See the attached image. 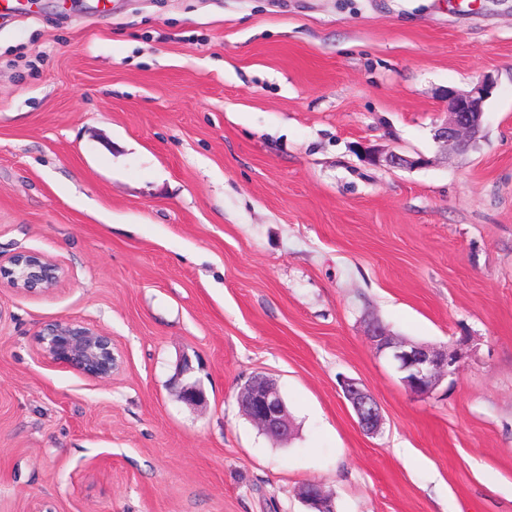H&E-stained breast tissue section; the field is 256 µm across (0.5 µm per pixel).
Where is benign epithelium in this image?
<instances>
[{"instance_id":"7a95c632","label":"benign epithelium","mask_w":512,"mask_h":512,"mask_svg":"<svg viewBox=\"0 0 512 512\" xmlns=\"http://www.w3.org/2000/svg\"><path fill=\"white\" fill-rule=\"evenodd\" d=\"M493 88V80L485 75L469 90L450 86L442 90L447 116L436 129L435 140L457 152L467 150L476 142L483 131L485 102ZM0 278L19 291L44 292L60 281L61 267L39 253H16L5 260L0 258ZM38 336L40 354L45 360L90 378H112L117 365L112 337L98 328L60 319L45 325ZM366 338L375 354L387 357L402 374L404 385L416 394H429L462 365L463 356L459 349L397 339L378 322L369 323ZM343 391L361 430L370 435L377 433L382 424V414L373 394L354 380L345 381ZM179 397L189 404L205 401L203 390L194 383L181 385ZM237 404L241 412L269 438L288 439L292 424L273 379L263 375L251 377L238 393ZM301 493L310 512H335L332 501L325 497L319 484L308 482L303 485Z\"/></svg>"}]
</instances>
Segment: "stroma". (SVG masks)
I'll return each instance as SVG.
<instances>
[{
  "label": "stroma",
  "instance_id": "obj_1",
  "mask_svg": "<svg viewBox=\"0 0 512 512\" xmlns=\"http://www.w3.org/2000/svg\"><path fill=\"white\" fill-rule=\"evenodd\" d=\"M495 80L462 153L441 91ZM411 158L394 169L369 153ZM0 512H512V0H21L0 9ZM111 336L96 380L39 354ZM376 320L462 349L424 397ZM204 403L174 383L183 360ZM275 379L295 433L240 411ZM377 399L374 435L343 396ZM0 278L6 279L11 288L19 291L44 292L60 281L61 267L39 253H16L6 260L0 258ZM37 336L40 354L50 363L94 379L112 378L117 365L112 338L98 328L60 319L45 325ZM300 497L312 510L308 512H335L330 499L325 497L322 487L315 482L303 485Z\"/></svg>",
  "mask_w": 512,
  "mask_h": 512
}]
</instances>
